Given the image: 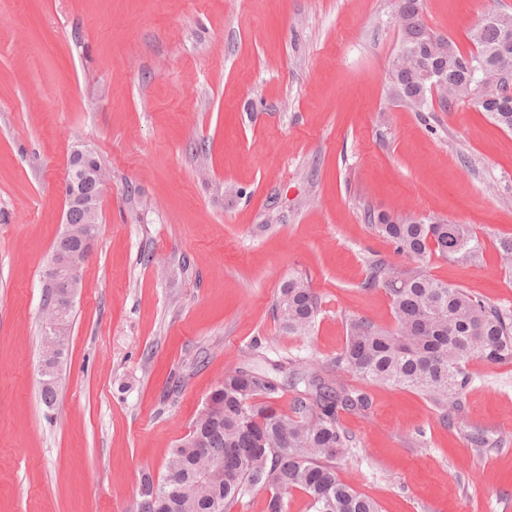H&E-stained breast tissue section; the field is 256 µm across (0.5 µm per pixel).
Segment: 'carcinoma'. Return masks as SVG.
Listing matches in <instances>:
<instances>
[{"mask_svg": "<svg viewBox=\"0 0 512 512\" xmlns=\"http://www.w3.org/2000/svg\"><path fill=\"white\" fill-rule=\"evenodd\" d=\"M426 32L419 15L401 32L400 48L423 45ZM471 40L480 55L456 47L443 64L461 67L475 82L484 74L483 64L512 69V58L493 54L500 41L496 25H482ZM390 75L399 100L420 96L427 106V92L414 72L394 66ZM476 106L512 132V94L501 96L499 104ZM367 222L390 240L397 255L418 261L436 255L467 263L483 250L470 224H424L383 212L368 213ZM367 270L366 285L381 286L389 295L394 329L350 318L343 348L326 364L278 360L269 369L242 366L225 373L209 395L210 412L193 419L209 457L198 456L190 442L168 449L164 477L156 480L146 472L141 478L143 486L157 484L160 498L152 504L140 500L137 512H211L215 498L229 512L255 490L267 492L266 512H287L295 490L306 495L313 512H378L373 500L336 476V460L355 444L340 413L370 408L367 392L351 381L413 389L447 415H457L471 383L470 361H512V311L420 266L399 270L386 259L371 258ZM320 307L319 296L302 277L281 285L278 312L288 333L309 335ZM284 390L291 394L287 411L276 404V394Z\"/></svg>", "mask_w": 512, "mask_h": 512, "instance_id": "1", "label": "carcinoma"}]
</instances>
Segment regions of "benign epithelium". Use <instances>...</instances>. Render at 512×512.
I'll list each match as a JSON object with an SVG mask.
<instances>
[{
    "label": "benign epithelium",
    "mask_w": 512,
    "mask_h": 512,
    "mask_svg": "<svg viewBox=\"0 0 512 512\" xmlns=\"http://www.w3.org/2000/svg\"><path fill=\"white\" fill-rule=\"evenodd\" d=\"M487 21L498 25L501 46L512 44V16L497 13L489 16ZM446 40L444 35H433L424 49H413L411 56L398 58L402 65L418 71L422 78L430 81V98L438 104L448 98L449 89L456 87V84L448 81L447 71H437L428 63L430 57L447 51ZM511 86L512 71L502 68L491 77L481 80L474 94L482 100L494 99ZM72 161L64 190L66 211L62 237L73 242L75 251L70 256L53 254L47 269V287L52 292L48 308L43 312L45 336L39 362L42 382L48 376L54 381L62 379L59 366L69 349V328L62 313L74 307L76 296L82 288L81 265L90 254L97 236L101 192L109 181L108 171L99 165L91 151L74 150ZM75 209L84 212L85 223L70 222L71 212Z\"/></svg>",
    "instance_id": "7a95c632"
}]
</instances>
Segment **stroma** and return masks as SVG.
Wrapping results in <instances>:
<instances>
[{
    "instance_id": "obj_1",
    "label": "stroma",
    "mask_w": 512,
    "mask_h": 512,
    "mask_svg": "<svg viewBox=\"0 0 512 512\" xmlns=\"http://www.w3.org/2000/svg\"><path fill=\"white\" fill-rule=\"evenodd\" d=\"M396 0H0V512H135L227 371L329 361L346 322L393 328L372 257L412 268L371 211L473 225L480 258L436 278L512 311V132L469 102L392 96ZM512 0H424L470 33ZM110 179L82 265L64 382L40 396L43 273L74 148ZM322 300L281 330V284ZM460 417L370 384L342 413L338 478L379 512H512V362L467 366ZM489 447L475 448L472 433Z\"/></svg>"
}]
</instances>
